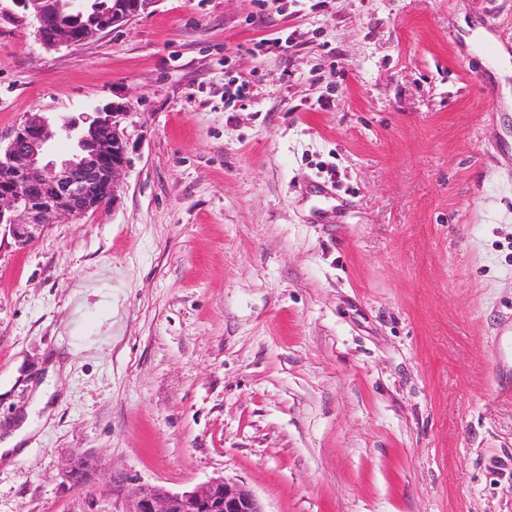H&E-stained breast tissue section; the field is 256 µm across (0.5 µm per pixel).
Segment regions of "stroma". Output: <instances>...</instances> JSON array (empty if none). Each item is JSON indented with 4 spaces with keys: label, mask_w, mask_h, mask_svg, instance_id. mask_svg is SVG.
Instances as JSON below:
<instances>
[{
    "label": "stroma",
    "mask_w": 512,
    "mask_h": 512,
    "mask_svg": "<svg viewBox=\"0 0 512 512\" xmlns=\"http://www.w3.org/2000/svg\"><path fill=\"white\" fill-rule=\"evenodd\" d=\"M107 103L117 204L0 230V432L43 384L53 409L0 512H124L115 475L512 512V0H151L60 50L0 20L1 143ZM98 468L93 459L71 458L62 464L59 477L62 482L72 485H83Z\"/></svg>",
    "instance_id": "1"
}]
</instances>
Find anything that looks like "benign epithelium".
I'll use <instances>...</instances> for the list:
<instances>
[{"label": "benign epithelium", "mask_w": 512, "mask_h": 512, "mask_svg": "<svg viewBox=\"0 0 512 512\" xmlns=\"http://www.w3.org/2000/svg\"><path fill=\"white\" fill-rule=\"evenodd\" d=\"M150 0H113L104 13L85 16L68 0H14L21 19L37 23L47 48L78 47L98 35L129 23ZM119 108L105 104L76 118L53 121L40 112L27 114L6 148L0 150V226L21 243L32 229L99 210L116 200L127 167V145L119 129ZM77 132L75 150L56 159L52 144ZM98 468L93 459L71 458L62 464V482L82 485ZM131 494L129 512H265L249 490L222 478L181 492L158 485L130 491L112 476V494Z\"/></svg>", "instance_id": "1"}]
</instances>
